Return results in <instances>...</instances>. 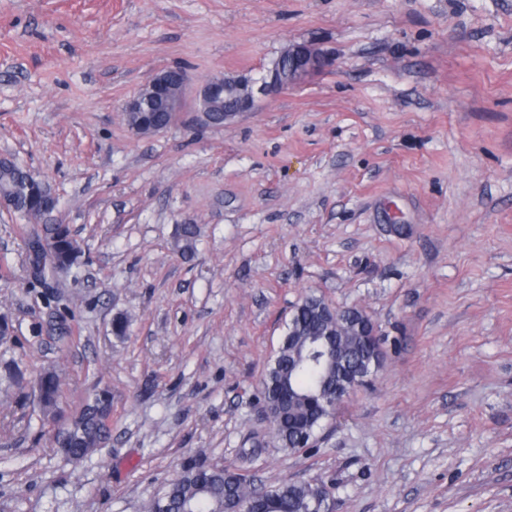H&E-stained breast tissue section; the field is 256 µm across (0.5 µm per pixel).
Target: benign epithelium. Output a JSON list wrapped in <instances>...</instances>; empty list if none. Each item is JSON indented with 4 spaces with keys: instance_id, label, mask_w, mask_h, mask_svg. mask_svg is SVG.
Returning <instances> with one entry per match:
<instances>
[{
    "instance_id": "obj_1",
    "label": "benign epithelium",
    "mask_w": 512,
    "mask_h": 512,
    "mask_svg": "<svg viewBox=\"0 0 512 512\" xmlns=\"http://www.w3.org/2000/svg\"><path fill=\"white\" fill-rule=\"evenodd\" d=\"M326 66L327 59L318 50L309 46H291L288 48V78L282 77L281 69L273 68L267 71L258 87L250 79H239L229 85L223 77L212 79L202 85L197 93L196 119L201 123H208L209 112L213 111L214 103L224 99L225 95L235 89L241 91V94L236 96L233 114L240 117L256 108L258 95H270L298 85ZM171 72L172 69L167 68L151 74L144 85L126 101L124 112H152L158 104L164 112H182L191 85V76L187 71H182L179 87L173 89L169 85Z\"/></svg>"
}]
</instances>
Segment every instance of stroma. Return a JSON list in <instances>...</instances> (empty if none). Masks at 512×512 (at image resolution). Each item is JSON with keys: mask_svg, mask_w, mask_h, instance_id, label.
Listing matches in <instances>:
<instances>
[{"mask_svg": "<svg viewBox=\"0 0 512 512\" xmlns=\"http://www.w3.org/2000/svg\"><path fill=\"white\" fill-rule=\"evenodd\" d=\"M291 44L328 67L220 128H128L151 73L258 80ZM1 155L84 255L32 287L0 210V512H143L191 462L333 512H512V0H0ZM308 294L386 357L291 453L259 396ZM104 387L111 439L73 462L53 437ZM61 389L60 375L55 371L42 373L33 385L34 397L44 419L54 418L58 412Z\"/></svg>", "mask_w": 512, "mask_h": 512, "instance_id": "35a3bbf8", "label": "stroma"}]
</instances>
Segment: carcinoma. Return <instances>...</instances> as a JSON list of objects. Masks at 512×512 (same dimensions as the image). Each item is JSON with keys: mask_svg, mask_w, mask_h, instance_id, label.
I'll return each instance as SVG.
<instances>
[{"mask_svg": "<svg viewBox=\"0 0 512 512\" xmlns=\"http://www.w3.org/2000/svg\"><path fill=\"white\" fill-rule=\"evenodd\" d=\"M128 126L143 134L170 127L177 121L171 112H130ZM34 176L12 158L0 161V208L32 227L31 235L45 243L43 257L32 258L37 268L32 286L44 287L47 272H68L79 263L80 243L59 216L58 199L44 184L28 194L26 182ZM372 320L354 318L343 309L329 310L322 298L305 296L295 307L262 381V400L273 412V435L280 447L296 452L303 438L323 428L336 408V392L347 390L349 372L371 359L369 335ZM60 375L42 373L33 385L43 418L58 412ZM112 433V395L107 389L93 394L68 426L56 435L55 446L71 460L86 459ZM235 505L251 512H310L313 486L283 482L270 490L252 486L247 478L223 467L190 465L182 469L167 489L153 498L146 512H227Z\"/></svg>", "mask_w": 512, "mask_h": 512, "instance_id": "obj_1", "label": "carcinoma"}]
</instances>
